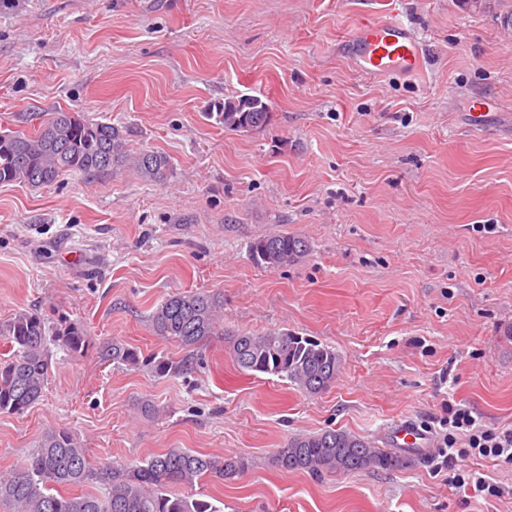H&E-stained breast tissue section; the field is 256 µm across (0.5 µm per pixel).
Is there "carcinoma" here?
<instances>
[{"label": "carcinoma", "instance_id": "1", "mask_svg": "<svg viewBox=\"0 0 512 512\" xmlns=\"http://www.w3.org/2000/svg\"><path fill=\"white\" fill-rule=\"evenodd\" d=\"M209 116L231 131L266 126L268 103L257 97L226 99L213 104ZM130 162L148 180L159 181L170 165L166 155L146 151L127 153L120 128L92 123L76 112H53L33 135L0 133V184L20 183L39 188L65 173L101 176L120 163ZM254 260L278 268L302 260L310 252L300 235L273 233L250 245ZM224 295L177 292L154 310L150 325L155 335L194 348L218 333L222 326ZM0 337L10 343L12 355L0 360V414L21 416L42 397L52 370L44 320L20 311L0 324ZM60 346L80 355L89 346L86 331L70 324L57 336ZM229 354L237 369L251 375L287 380L301 392L316 396L339 376L341 358L332 348L286 330L263 335L238 334ZM104 361L139 363L136 350L114 341L103 352ZM197 358L161 357V373L191 374ZM276 465L286 472L348 475L359 471H394L408 458L375 446L368 438L341 429H327L288 439L275 451ZM248 469V461L169 448L127 468H114L103 477L104 491H83L64 496L59 487L82 488L92 476L87 449L69 430L45 433L19 470L0 474V507L7 512H220L203 498H188L167 491L170 484L194 485L207 478L231 480Z\"/></svg>", "mask_w": 512, "mask_h": 512}]
</instances>
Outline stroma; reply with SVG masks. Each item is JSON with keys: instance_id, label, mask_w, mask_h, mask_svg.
Wrapping results in <instances>:
<instances>
[{"instance_id": "1", "label": "stroma", "mask_w": 512, "mask_h": 512, "mask_svg": "<svg viewBox=\"0 0 512 512\" xmlns=\"http://www.w3.org/2000/svg\"><path fill=\"white\" fill-rule=\"evenodd\" d=\"M512 0H0V132L57 111L127 131L157 151L163 181L111 174L0 184V322L26 310L50 332L77 323L89 348L51 346L52 373L26 414H0V471L66 428L96 472L170 448L241 456L250 467L180 494L221 512H512L434 476L440 403L512 426ZM414 25L421 70L373 77L345 43L364 20ZM256 96L268 125L225 130L211 104ZM492 106L473 121L478 98ZM297 234L301 262L257 264L251 242ZM224 295V332L186 376L149 317L170 294ZM288 330L333 348L336 383L308 396L238 373L236 334ZM121 341L144 363L100 359ZM157 412L146 415L144 401ZM422 430L390 472L286 473L290 437L343 429L382 448ZM155 368L160 373H172L178 375L191 374L196 370L197 358L186 355L180 359L166 358L162 356L155 362Z\"/></svg>"}]
</instances>
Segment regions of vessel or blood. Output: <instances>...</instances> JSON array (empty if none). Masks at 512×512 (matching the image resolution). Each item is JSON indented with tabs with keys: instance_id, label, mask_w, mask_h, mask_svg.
Listing matches in <instances>:
<instances>
[{
	"instance_id": "1",
	"label": "vessel or blood",
	"mask_w": 512,
	"mask_h": 512,
	"mask_svg": "<svg viewBox=\"0 0 512 512\" xmlns=\"http://www.w3.org/2000/svg\"><path fill=\"white\" fill-rule=\"evenodd\" d=\"M352 64L375 77L410 75L419 67L424 46L415 31L396 21L360 24L346 44Z\"/></svg>"
}]
</instances>
